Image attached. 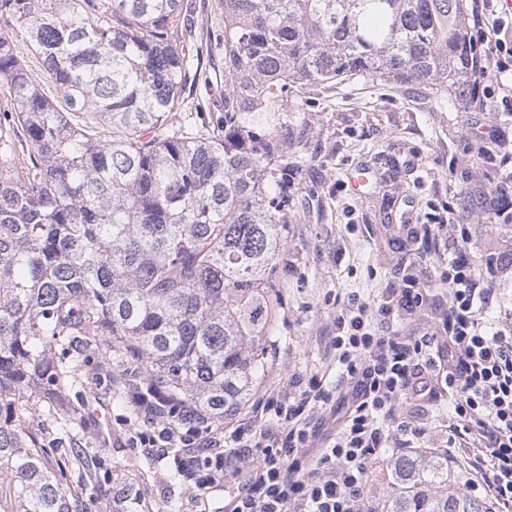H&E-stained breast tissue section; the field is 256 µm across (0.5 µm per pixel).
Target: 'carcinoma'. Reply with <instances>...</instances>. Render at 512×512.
Segmentation results:
<instances>
[{
  "instance_id": "carcinoma-1",
  "label": "carcinoma",
  "mask_w": 512,
  "mask_h": 512,
  "mask_svg": "<svg viewBox=\"0 0 512 512\" xmlns=\"http://www.w3.org/2000/svg\"><path fill=\"white\" fill-rule=\"evenodd\" d=\"M220 4L199 50L224 73L222 116L200 131L173 125L207 80L181 48L196 0H0V512H143L55 404L96 355L139 362L140 392L163 380L204 427L249 403L288 267L302 89L364 76L468 95L464 0ZM46 429L72 447L45 443ZM388 477L375 512H492L443 452L397 456ZM24 59L27 62L28 68L33 78L38 81L44 93L52 98H56L57 90L55 84L52 82L50 75L45 71L41 58L39 55L31 50H24Z\"/></svg>"
}]
</instances>
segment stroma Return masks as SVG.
<instances>
[{
	"mask_svg": "<svg viewBox=\"0 0 512 512\" xmlns=\"http://www.w3.org/2000/svg\"><path fill=\"white\" fill-rule=\"evenodd\" d=\"M451 96L444 87L355 76L308 88L295 101L288 152L299 178L288 189V267L273 362L259 394L285 399L312 375L333 378L326 339L361 302L371 305L383 335H447L443 277L460 232L496 284L485 321L512 308V223H497L484 198L493 186L501 203L512 201V104L497 96L473 110L451 105ZM360 171L369 182L358 195L350 177ZM428 224L437 227L429 237ZM81 376L64 402L81 419L83 446L101 449L114 483L133 485L147 512H224L223 491L197 495L173 478L169 459L132 447L129 438L143 421L130 396L115 397L108 384H139V365L113 369L94 358Z\"/></svg>",
	"mask_w": 512,
	"mask_h": 512,
	"instance_id": "stroma-1",
	"label": "stroma"
}]
</instances>
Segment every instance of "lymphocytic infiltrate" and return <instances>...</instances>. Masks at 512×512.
Listing matches in <instances>:
<instances>
[{"instance_id": "1", "label": "lymphocytic infiltrate", "mask_w": 512, "mask_h": 512, "mask_svg": "<svg viewBox=\"0 0 512 512\" xmlns=\"http://www.w3.org/2000/svg\"><path fill=\"white\" fill-rule=\"evenodd\" d=\"M464 41L474 48L468 73L476 90L472 103L493 98L512 74V23L497 17L493 0H477ZM448 372L435 386L423 365L429 336L381 335L367 306L339 320L327 347L338 379L325 387L311 378L292 401L267 397L265 420L257 425L198 429L195 412L154 388L152 397L134 394L132 404L145 427L132 444L160 453L175 449L180 467L196 477L197 490L223 485L245 473L248 491L235 496L231 512H363L368 464L387 444L407 450L426 434L425 424L402 417L405 402L431 405L448 396V443L475 449L468 489L493 497L499 512H512V310L487 332L480 310L496 294L478 266L464 258L448 262ZM345 407L332 441L314 448L315 409Z\"/></svg>"}]
</instances>
